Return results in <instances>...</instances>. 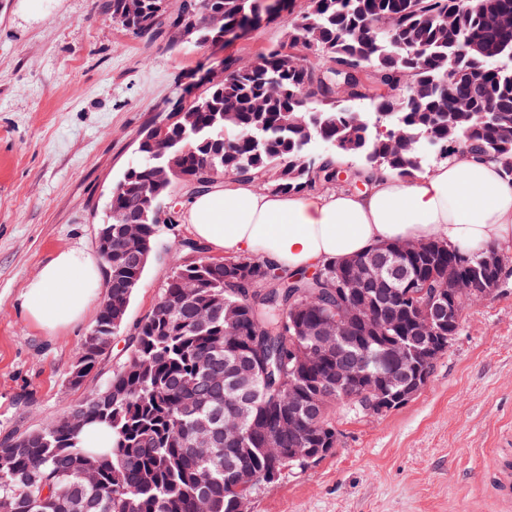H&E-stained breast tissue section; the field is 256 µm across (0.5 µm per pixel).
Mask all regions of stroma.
<instances>
[{
  "label": "stroma",
  "instance_id": "35a3bbf8",
  "mask_svg": "<svg viewBox=\"0 0 512 512\" xmlns=\"http://www.w3.org/2000/svg\"><path fill=\"white\" fill-rule=\"evenodd\" d=\"M103 0H0V438L61 416L122 364L127 331L98 372L68 373L97 318L48 336L21 311L27 282L62 249L97 253L109 191L142 126L177 99L206 59L241 62L278 42L285 18L203 49L168 34L145 44ZM186 229L162 232L128 310L154 305ZM340 444L259 487L252 512H512L489 471L512 462V273L469 306L427 386L391 413L334 411Z\"/></svg>",
  "mask_w": 512,
  "mask_h": 512
}]
</instances>
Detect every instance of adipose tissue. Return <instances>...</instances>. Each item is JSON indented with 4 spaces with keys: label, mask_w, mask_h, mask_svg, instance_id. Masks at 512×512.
Masks as SVG:
<instances>
[{
    "label": "adipose tissue",
    "mask_w": 512,
    "mask_h": 512,
    "mask_svg": "<svg viewBox=\"0 0 512 512\" xmlns=\"http://www.w3.org/2000/svg\"><path fill=\"white\" fill-rule=\"evenodd\" d=\"M181 221L215 255H253L291 273L390 241L441 238L475 249L511 242L512 180L469 153L414 181L374 173L357 193L276 195L228 179L191 196ZM101 287L99 260L64 249L28 281L21 308L52 334L80 323Z\"/></svg>",
    "instance_id": "obj_1"
}]
</instances>
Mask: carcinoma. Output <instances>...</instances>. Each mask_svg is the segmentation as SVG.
I'll use <instances>...</instances> for the list:
<instances>
[{
	"label": "carcinoma",
	"mask_w": 512,
	"mask_h": 512,
	"mask_svg": "<svg viewBox=\"0 0 512 512\" xmlns=\"http://www.w3.org/2000/svg\"><path fill=\"white\" fill-rule=\"evenodd\" d=\"M122 0H105L103 8L126 30L138 34L143 20H126ZM225 9V20L247 21L257 14L255 0H208ZM389 29L386 37L364 45L361 30ZM479 32L499 48V68L490 71L467 44ZM301 44L314 58L312 68L294 65L286 48ZM338 66L368 70L367 82L345 90L349 96H371L372 109H389L399 96L416 92L417 100L381 125L398 128L406 143L397 147L392 136L375 126L364 127L327 92L312 102L305 92L322 84ZM471 100V111L450 112L451 97ZM494 102L512 123V33L492 26L486 0H306L288 24L283 41L258 54L246 68L226 61L221 81L203 85L191 108L196 124L182 125L171 116L168 135L172 152L181 156L182 181L197 183L196 192L212 189L225 177L256 180L277 194L311 191L335 185L341 173L338 159L373 153L352 182L369 179L373 169L413 180L423 164L414 162L422 144L431 140L440 159L452 160L460 149L485 158L512 155V133L504 134L482 110ZM141 131L142 152L136 168L124 172L112 194V244L105 258L108 295L93 328L98 340H112L111 319L126 324L127 312L145 266L139 257L151 255L162 225L138 199L139 184L168 163ZM337 142L336 151L318 166L307 157V134ZM141 225L140 241L125 240L124 225ZM479 256L471 250L444 246L431 259L410 263L412 286L429 285L448 291V268L479 273ZM340 262L321 266L322 279L303 273L276 271L252 257H215L194 238L184 239L175 253L171 273L151 310L133 326L124 362L103 388L92 389L68 412L50 422L51 430L17 433L0 441V512H241L255 489L239 487L229 462L237 461L239 444L223 441L208 457L187 446V434L208 426L224 435L232 411L242 417L240 436L253 453L245 464L258 477L270 469L288 468V449L297 445L299 431L284 428L288 417L281 402L288 399L290 356L304 345L286 329L300 319L307 323L336 308L333 288ZM412 312L400 297L381 309L375 335L357 351L364 369L387 362L390 333L380 319L402 323ZM105 353L80 345L82 386L98 371ZM267 369L263 376L242 383L224 376L230 364ZM331 371L319 361L304 379L305 392L322 399L320 379ZM318 436L312 444L336 447L332 408L317 413ZM112 430V451L92 454L79 446L88 425Z\"/></svg>",
	"instance_id": "obj_1"
}]
</instances>
